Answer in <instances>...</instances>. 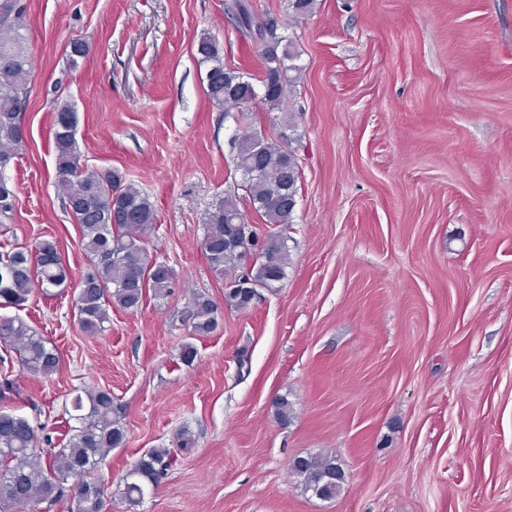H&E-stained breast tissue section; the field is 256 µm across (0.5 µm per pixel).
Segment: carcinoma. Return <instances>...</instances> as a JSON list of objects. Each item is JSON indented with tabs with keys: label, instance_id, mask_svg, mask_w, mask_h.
<instances>
[{
	"label": "carcinoma",
	"instance_id": "obj_1",
	"mask_svg": "<svg viewBox=\"0 0 512 512\" xmlns=\"http://www.w3.org/2000/svg\"><path fill=\"white\" fill-rule=\"evenodd\" d=\"M315 0H288V16L301 18L313 12ZM26 0H0V171L9 166L25 144L23 111L32 80L33 55L27 46ZM236 28L262 44L264 69L259 84L250 74L224 64L217 42L202 37L197 53L209 64L206 93L218 111L237 113V121L248 117L253 104L260 102L268 112L283 111L287 97L300 79V53L291 38L280 33L278 20L259 15L250 0H234ZM77 113L72 106H57L52 134L56 150V176L66 208L82 228V244L91 267L77 284L61 257L55 241L43 239L30 250L0 255V303L19 306L34 291L55 296L73 288L75 309L83 331H102L114 307L135 311L147 297L160 299L171 293L172 268L157 263L146 248V239L156 224V210L148 195L112 169H91L82 162L77 148ZM236 167L241 172L240 187L254 211L265 224L286 227L292 223L300 189L298 158L285 144L251 129L233 136ZM19 205L13 185L0 176V224L12 221ZM243 218L237 200L217 199L205 214V255L210 267L224 274L237 259L255 258L250 270L225 284L224 303L236 310L248 309L258 289H270L280 282L289 262L286 237L270 233L259 237L249 226L244 235ZM220 309L210 298H192V333L206 336L219 325ZM0 343L13 348L21 371L49 378L59 368L55 348L18 317L0 316ZM77 421L73 433L61 448H38L40 427L26 417L0 408V512H29L39 503H52L70 491L76 512H102L105 485L90 479L115 448L126 445V429L113 414L112 392L89 389L71 400ZM168 448H151L123 476L122 497L133 508L146 492L160 482L172 466ZM292 473L307 492H314L321 480L329 483L318 498L331 500L343 490L345 475L336 457L310 453L299 456ZM72 481L69 487L65 482Z\"/></svg>",
	"mask_w": 512,
	"mask_h": 512
}]
</instances>
